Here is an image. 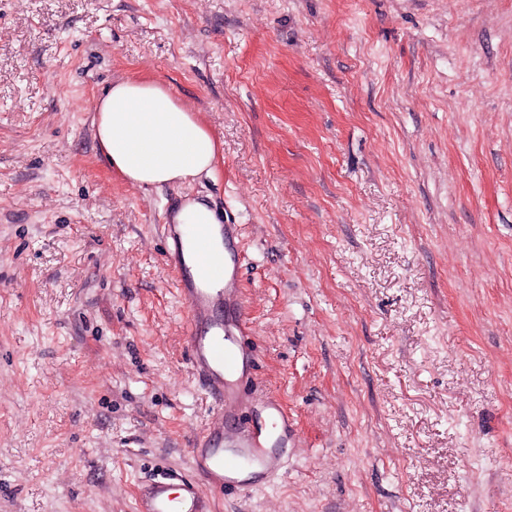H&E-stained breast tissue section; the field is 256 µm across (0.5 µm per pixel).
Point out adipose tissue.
I'll return each mask as SVG.
<instances>
[{"mask_svg": "<svg viewBox=\"0 0 512 512\" xmlns=\"http://www.w3.org/2000/svg\"><path fill=\"white\" fill-rule=\"evenodd\" d=\"M94 112L99 151L124 182L186 184L215 171L219 142L200 115L159 82L117 79Z\"/></svg>", "mask_w": 512, "mask_h": 512, "instance_id": "obj_1", "label": "adipose tissue"}]
</instances>
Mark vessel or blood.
<instances>
[{"instance_id": "vessel-or-blood-1", "label": "vessel or blood", "mask_w": 512, "mask_h": 512, "mask_svg": "<svg viewBox=\"0 0 512 512\" xmlns=\"http://www.w3.org/2000/svg\"><path fill=\"white\" fill-rule=\"evenodd\" d=\"M167 265L179 270L177 291L187 306L185 336L193 372L216 405L213 419L195 436L191 453L201 481L145 484L135 512H212L216 491L249 494L264 488L285 464L284 448L297 441L280 400H261L255 422H240L252 403L256 364L244 338L249 328L240 270L243 254L233 224L163 226Z\"/></svg>"}]
</instances>
